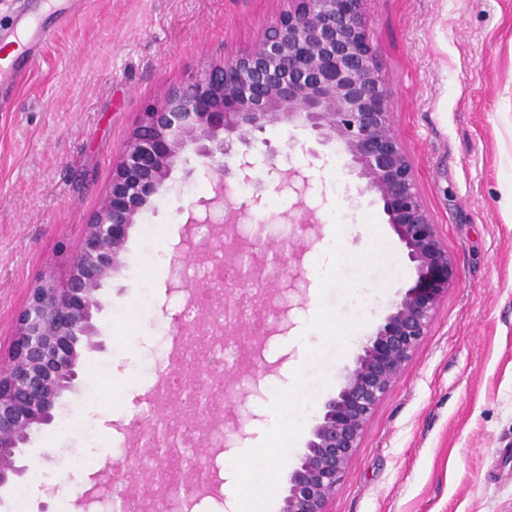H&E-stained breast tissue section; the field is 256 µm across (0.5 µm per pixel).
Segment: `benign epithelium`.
<instances>
[{"instance_id": "obj_1", "label": "benign epithelium", "mask_w": 512, "mask_h": 512, "mask_svg": "<svg viewBox=\"0 0 512 512\" xmlns=\"http://www.w3.org/2000/svg\"><path fill=\"white\" fill-rule=\"evenodd\" d=\"M367 0H287L276 21L254 46L200 73H190L149 105L127 141L112 174V185L84 225L79 251L69 268L47 270L30 289L15 317V336L6 359L0 358V487L22 473L19 448L32 432L54 419L63 393L78 386V347H102L94 315L103 308L102 282L117 266L128 231L157 195L181 157L203 158L204 175L215 196L198 205L208 209L227 199L235 182L253 181L257 166L251 139L268 125L287 123L311 132L318 143L336 142L350 165L368 180L383 203L407 258L415 284L394 305L385 323L363 346L336 395L291 471L282 512H327V503L348 469L375 408L426 336L437 304L448 286L451 263L419 191L412 163L392 122L391 91L377 48L365 26ZM309 179L283 170L277 192L303 194ZM225 268L235 280L210 273V301L199 307L192 324L177 326L181 347L201 341L204 327L237 339L252 337L255 324H240L235 312L242 300L268 305L276 288L305 287L300 257L294 263L259 262L252 244L239 240L237 225H224ZM192 243L175 250V289L197 303L179 267ZM257 286L255 295L241 284ZM183 394L199 398L194 418L243 439L246 421L228 420L214 403L213 389L231 386L223 375L189 362L178 369ZM154 424L165 423L174 440L185 426L171 403L153 404ZM214 468L195 470L181 486L186 512L218 490ZM112 467L77 483L83 509L109 489ZM123 506L133 512H165L166 492L144 494L150 472L129 463L121 474Z\"/></svg>"}]
</instances>
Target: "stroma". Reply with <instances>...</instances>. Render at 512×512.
<instances>
[{
  "label": "stroma",
  "instance_id": "1",
  "mask_svg": "<svg viewBox=\"0 0 512 512\" xmlns=\"http://www.w3.org/2000/svg\"><path fill=\"white\" fill-rule=\"evenodd\" d=\"M284 0H81L78 12L50 21L47 44L0 111V349L14 318L47 268H63L78 250L83 226L112 181V169L140 112L188 73L248 51L284 9ZM368 32L393 94V125L413 164L420 193L448 249L452 275L433 323L364 428L328 512H512V0H367ZM279 150L276 170L258 165L261 208L233 192L214 196L186 153L164 191L130 229L121 264L103 283L97 324L104 349L80 348L81 386L64 393L56 421L33 432L23 449L29 468L72 480L71 463L107 458L116 423L148 415L143 398L168 366L172 317L185 303L171 291L174 248L192 240L185 277L203 281L224 257V226L237 220L259 258L279 249L302 255V269L331 232L353 248L371 226L374 252L346 261L305 297L291 296V327L265 336L258 355L228 362L240 371L252 418L242 446L252 452L249 493L232 479L221 492L242 512H281L288 474L323 403L333 396L363 344L375 334L414 278L403 245L378 195L335 145L308 133L267 126ZM344 174L336 191L332 166ZM309 178L304 199L276 193L277 170ZM313 228L297 237L292 218ZM345 222L334 225L336 215ZM163 226V242L146 239ZM335 313L348 334L310 335L302 357L297 337L313 302ZM270 379L298 372L292 392L297 428L278 472L267 470L257 414L269 393L251 395L252 366ZM241 446V447H242ZM56 499L29 476L0 487V512H59Z\"/></svg>",
  "mask_w": 512,
  "mask_h": 512
}]
</instances>
